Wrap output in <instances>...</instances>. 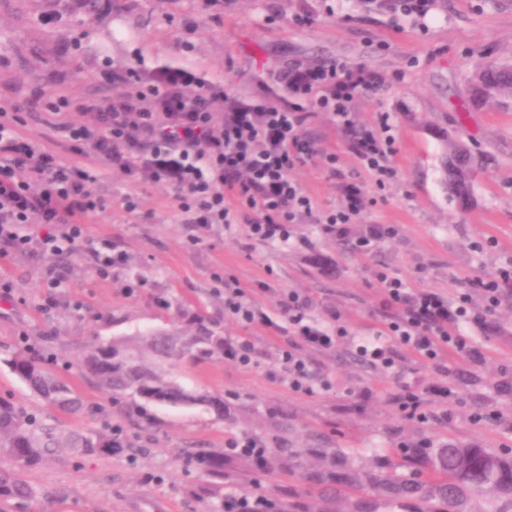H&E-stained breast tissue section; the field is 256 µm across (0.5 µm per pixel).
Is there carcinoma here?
Wrapping results in <instances>:
<instances>
[{
	"label": "carcinoma",
	"instance_id": "carcinoma-1",
	"mask_svg": "<svg viewBox=\"0 0 512 512\" xmlns=\"http://www.w3.org/2000/svg\"><path fill=\"white\" fill-rule=\"evenodd\" d=\"M477 98L512 97V64L484 63L473 83ZM443 183L458 204L472 198L471 181L479 158L446 136ZM224 354V337L199 322L192 334L157 332L96 342L84 356L82 368L107 396L131 394L172 406H204L224 416V400L189 389L170 370V362L185 355L212 358ZM20 380L44 403L68 414H91L80 394L37 358L19 351L3 359ZM73 456L122 451L112 433L95 429H65L56 418L28 413L0 399V452L24 467L34 466L62 449ZM426 474L407 478L399 474L345 468L336 455H323L311 473L326 500L349 502V512H384L383 506L404 500H423L429 512H473L471 504L485 503L480 512H512V458L471 444L450 442L420 453ZM187 461L213 479L224 478V454L203 448L188 452ZM40 492L19 471L0 469V502L19 505Z\"/></svg>",
	"mask_w": 512,
	"mask_h": 512
}]
</instances>
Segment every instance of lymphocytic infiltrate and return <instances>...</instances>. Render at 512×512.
I'll use <instances>...</instances> for the list:
<instances>
[{"mask_svg":"<svg viewBox=\"0 0 512 512\" xmlns=\"http://www.w3.org/2000/svg\"><path fill=\"white\" fill-rule=\"evenodd\" d=\"M110 82L122 85L116 96L100 101L77 100L64 95L38 99L41 110L55 116L51 128L63 133L74 156L89 158V165L68 161L40 141L18 134V118L0 113V243L23 250L30 239L23 234L27 224L44 225L42 247L51 253L86 250L93 254L101 278L126 265L123 250L107 239H93L85 231L86 218L102 209L103 201L89 186L95 169L118 168L128 175L163 182L176 192L179 211L187 221L206 228L213 224L234 226L238 209L247 206L256 216L247 224L248 236L259 242H288L297 217L316 216L323 233L338 238L349 234L365 209L361 183L344 182L341 207L315 214L312 199L291 178V170L311 158L315 149L301 129L310 111L325 112L336 125L352 132L351 151L358 165L384 186L394 171L390 159L396 152L395 138L354 127L352 101L376 93L381 78L353 65L331 64L296 68L288 81L296 96L308 99L309 107L278 106L257 96L216 118L213 105L220 98L218 87L207 86L184 93L178 80L126 89L125 73L116 71ZM72 112H88L86 124L68 121ZM23 177H15V167ZM382 308L394 309L374 340L356 346L368 365L393 372L398 351L423 363L440 367L450 356H479L460 325L483 326L499 306L504 288L512 285V268L475 280L482 305H474L469 293L455 301L433 290H414L396 276H383ZM250 289L237 280L224 284V308L240 323L251 327L268 325L267 315L250 299ZM279 306L291 347L281 354L292 390L311 392L308 366L301 352L334 350L350 332L338 324L335 312L325 321L316 320L311 298L288 290ZM453 395L447 383H431L419 389L402 386L396 401L404 418L423 419L429 402L447 404Z\"/></svg>","mask_w":512,"mask_h":512,"instance_id":"f902f5d3","label":"lymphocytic infiltrate"}]
</instances>
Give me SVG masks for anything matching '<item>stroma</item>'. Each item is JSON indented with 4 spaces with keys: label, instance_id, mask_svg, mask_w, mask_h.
<instances>
[{
    "label": "stroma",
    "instance_id": "stroma-1",
    "mask_svg": "<svg viewBox=\"0 0 512 512\" xmlns=\"http://www.w3.org/2000/svg\"><path fill=\"white\" fill-rule=\"evenodd\" d=\"M512 61V0H432L426 17L385 7L381 0H103L95 19L61 0H0V109L17 111L20 135L64 151L62 134L34 101L61 93L98 100L120 93L108 73L130 82L183 74L184 89L221 85L215 111L264 95L293 102L283 75L295 67L359 65L380 75L373 95L352 105L357 126L376 127L388 115L396 137L394 176L378 188L357 164L348 133L315 112L303 136L316 153L292 178L317 211L341 206V178L364 182L369 205L353 235L321 232L313 219L294 226L289 242L261 243L242 223L200 229L178 213L172 187L139 183L118 169H102L90 186L104 207L86 221L87 234L124 250L125 268L100 278L84 251L52 254L38 243L45 228L25 225L32 242L0 255V399L30 411L42 402L3 357L24 351L44 360L93 406V416L62 415L75 429L120 426L125 448L76 459L62 452L23 469L40 490L25 507L0 504V512H205L213 481L185 459L187 450L220 451L227 438L247 435L268 448L265 467L245 456L224 458L223 494L260 495L275 512H334L309 474L318 451L340 452L348 463L378 472L406 473L400 445L424 439L440 445L476 443L492 452L512 446V295H505L480 333L482 363L452 361L440 373L400 353L396 374L372 369L355 354L353 339L373 335L391 312L382 310L379 273L408 287L452 296L471 280L512 264V98L472 99L479 64ZM482 155L474 172V201L460 209L441 185L444 142L440 131ZM341 158V177L323 164ZM138 208L128 212L125 197ZM369 224H391L394 237L359 254L353 236ZM253 289L252 299L281 321L279 293L311 296L315 317L340 316L352 337L332 351L303 350L312 393L293 391L280 365L288 335L247 327L224 310L221 278ZM145 280L126 294L125 284ZM269 283L264 292L257 282ZM205 322L224 338L251 337L257 363L244 369L225 358L175 360L172 371L190 388L223 397L224 413L202 406L172 407L101 394L77 363L97 340L149 331L187 332ZM448 381L449 407L427 408V422L401 416L399 382L422 387ZM297 449L288 457L287 449Z\"/></svg>",
    "mask_w": 512,
    "mask_h": 512
}]
</instances>
